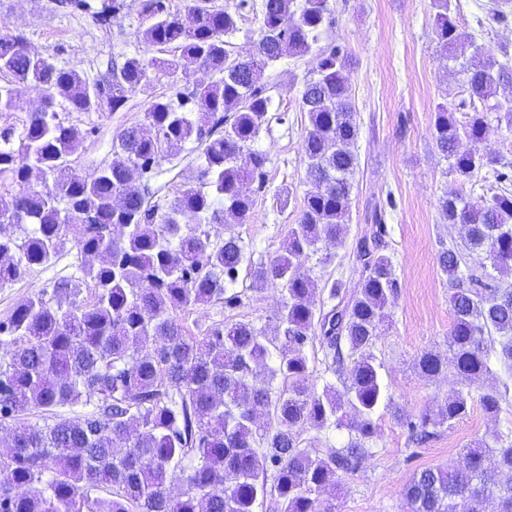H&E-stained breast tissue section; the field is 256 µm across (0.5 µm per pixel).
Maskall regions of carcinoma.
<instances>
[{
    "instance_id": "carcinoma-1",
    "label": "carcinoma",
    "mask_w": 512,
    "mask_h": 512,
    "mask_svg": "<svg viewBox=\"0 0 512 512\" xmlns=\"http://www.w3.org/2000/svg\"><path fill=\"white\" fill-rule=\"evenodd\" d=\"M262 0L258 37L248 56L227 49L237 16L213 0H139L141 39L158 50L133 56L90 81L74 69L34 55L24 36L0 35V112L36 92L38 111L17 129L0 126V288L50 263L67 246L93 260L81 280L58 281L0 320V422L12 423L11 445L0 452V512H334L321 498L371 456L374 415L385 398L372 349L389 320L398 280L381 253L386 214L374 209L371 229L353 260L359 288L335 280L336 304H316L305 259L328 261L343 245L358 159L359 127L349 91L350 60L338 46L319 44L333 22L331 0ZM436 48L463 56L451 0H433ZM481 62L465 69L467 120L436 107L433 142L449 173L469 180L499 163L488 147L489 115L512 130V56L475 46ZM286 57H309L310 76L298 89L308 126L303 141L311 190L282 252L255 277L278 285L283 301L277 333L249 321L189 334L180 314L226 295L246 258L241 237L220 236L225 224H245L255 198L244 185L263 186L267 157L253 149L271 111L266 71ZM198 67L220 74L197 78ZM176 77V98L150 101L142 123L120 129L112 160L86 174L73 166L80 145L69 112H116L157 74ZM187 142L197 144L195 183L169 205L152 201L148 183L162 161ZM38 178L42 188L31 186ZM474 199L445 192L441 210L466 229L464 245L442 248L453 322L451 359L428 350L417 365L436 378L448 368L466 389L407 421L423 442L463 418L477 386L482 407L499 413L512 380V189ZM93 286L92 300L82 285ZM319 339L336 382L310 385L306 348ZM499 367L502 388L483 386ZM272 391L256 377L259 367ZM94 405L81 417H58L62 405ZM48 414L41 423L27 415ZM345 429L348 440L302 446L305 426ZM512 431L467 449L466 464L427 467L404 488L406 512H512ZM182 490L174 492V486Z\"/></svg>"
}]
</instances>
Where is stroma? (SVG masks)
I'll use <instances>...</instances> for the list:
<instances>
[{"label": "stroma", "mask_w": 512, "mask_h": 512, "mask_svg": "<svg viewBox=\"0 0 512 512\" xmlns=\"http://www.w3.org/2000/svg\"><path fill=\"white\" fill-rule=\"evenodd\" d=\"M89 2L90 9L84 10L59 7L58 0H0V34L23 35L33 50L91 80L104 75L112 64L146 54L138 0H126L125 10L106 26L93 17L103 0ZM215 2L239 14L238 29L228 37L231 50L242 56L251 52L261 0ZM485 2L455 0L462 41L512 50V6L504 19L489 22L484 18ZM331 7L333 23L323 40L349 55L359 126L358 165L343 247L329 263L320 255L310 256L305 269L318 284L317 303L329 301L327 282L340 280L348 292L358 288L360 273L352 252L367 228L365 213L389 198L394 207L388 212L383 251L392 260L399 288L391 318L373 349L389 402L374 416L372 455L359 472L342 477L340 487L323 497L335 512H405L404 488L416 471L458 464L478 439L512 429V406L492 414L477 402L466 416L439 428L424 444L414 441L401 420L405 414L422 415L461 387L450 370L434 379L421 377L416 360L430 349L448 351L453 311L438 252L441 246L461 244L464 237L461 226L448 224L439 207L453 181L447 161L433 143V112L437 103L445 102L457 119H464L468 94L460 66L435 48L432 0H331ZM309 70L306 61L285 58L267 72L274 106L254 144L268 158L265 188L255 196L248 223L224 227L246 246V260L233 287L240 301L231 307L205 305L184 315L192 335H201L216 323L240 320L253 322L266 334L275 332L281 290L257 284L253 272L279 254L285 227L294 223L310 188L301 152L308 121L297 98ZM172 84V77L162 74L151 88L130 97L122 111L71 114L70 122L87 133L74 157L77 168L89 173L110 161L115 134L139 123L149 101L170 93ZM197 155L194 144H185L153 173L150 185L159 202L169 201L188 184ZM84 263V257L68 247L51 265L0 288V318L55 281L82 278Z\"/></svg>", "instance_id": "stroma-1"}]
</instances>
